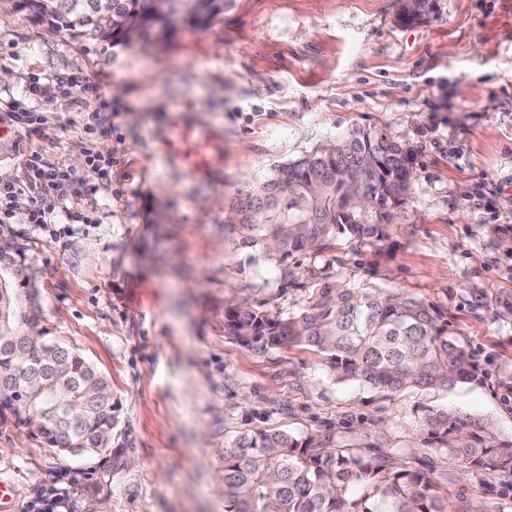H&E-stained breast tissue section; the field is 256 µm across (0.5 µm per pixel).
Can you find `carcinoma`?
I'll use <instances>...</instances> for the list:
<instances>
[{
	"label": "carcinoma",
	"mask_w": 512,
	"mask_h": 512,
	"mask_svg": "<svg viewBox=\"0 0 512 512\" xmlns=\"http://www.w3.org/2000/svg\"><path fill=\"white\" fill-rule=\"evenodd\" d=\"M227 0H26L36 18L73 38L130 42L159 23L205 24L224 14ZM432 0H399L396 20L419 21ZM419 150L385 126L354 128L336 142L290 161L240 198L224 231L264 247L288 269L300 255L322 252L338 235L361 243L389 238L395 212L408 204ZM26 255L11 235L0 242V320L16 329L20 347L0 345V418L36 416V435L59 454L101 455L112 444L119 404L108 381L74 348L34 330L38 293ZM224 333L269 351L306 346L338 384L387 394L448 391L479 380L472 355L440 308L380 289L318 285L308 304L283 316L269 301L224 309ZM26 351V358L16 355ZM83 410L76 421L65 406ZM424 442L478 474L512 477V442L480 419L428 410ZM224 512H451L438 477L412 470L383 453L365 459L330 448L316 435L255 429L224 448Z\"/></svg>",
	"instance_id": "cac0c4a2"
}]
</instances>
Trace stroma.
<instances>
[{"label":"stroma","instance_id":"1","mask_svg":"<svg viewBox=\"0 0 512 512\" xmlns=\"http://www.w3.org/2000/svg\"><path fill=\"white\" fill-rule=\"evenodd\" d=\"M397 0H233L222 16L133 44L74 39L0 0V171L29 180L51 155L81 181L85 224L27 223L28 195L0 224L22 244L39 292L34 319L109 380L112 448L91 458L0 427L8 512H224V445L244 431L316 435L369 458L385 452L437 475L455 512H512V477L469 474L422 440L426 410L492 423L512 440V0H435L418 24ZM99 83L110 108L77 104L57 77ZM48 92L30 98L32 79ZM24 100L29 123L4 103ZM387 126L420 149L413 192L388 240L340 236L290 271L225 235L232 206L275 169L355 126ZM93 142L114 160L97 179ZM435 305L481 379L394 395L337 384L319 355L259 352L224 333L227 301L288 315L316 276Z\"/></svg>","mask_w":512,"mask_h":512}]
</instances>
